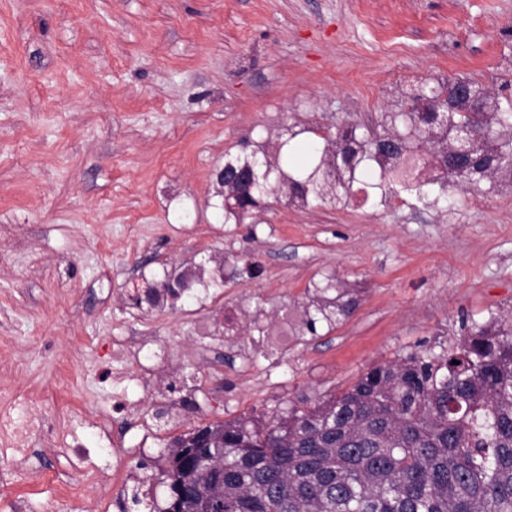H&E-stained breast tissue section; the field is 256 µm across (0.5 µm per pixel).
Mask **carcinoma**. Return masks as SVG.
<instances>
[{
	"label": "carcinoma",
	"instance_id": "1",
	"mask_svg": "<svg viewBox=\"0 0 512 512\" xmlns=\"http://www.w3.org/2000/svg\"><path fill=\"white\" fill-rule=\"evenodd\" d=\"M484 112H387L385 134L400 136L396 157L354 124L337 150L321 137L269 158L242 150L224 160V182L250 181L222 203L224 223L241 224L263 198L282 193L300 208L348 204L355 191L406 194L426 207L453 188L512 192V100L486 95ZM485 132L474 159L460 128ZM302 329L315 335L356 308V289L334 275L313 284ZM335 296H329L330 292ZM452 349L428 348L369 367L344 392L301 408L224 422V447L205 448L224 469V512H512V320L462 322ZM189 449L166 458L169 502L193 512L185 483L213 474L187 471Z\"/></svg>",
	"mask_w": 512,
	"mask_h": 512
}]
</instances>
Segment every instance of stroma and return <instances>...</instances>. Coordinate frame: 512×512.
Wrapping results in <instances>:
<instances>
[{"mask_svg":"<svg viewBox=\"0 0 512 512\" xmlns=\"http://www.w3.org/2000/svg\"><path fill=\"white\" fill-rule=\"evenodd\" d=\"M509 54L512 0H0V403L35 398L54 430L124 399L137 426L120 458L97 429L79 441L100 467L138 473L162 507L172 435L314 402L373 363L455 345L462 319L512 314L510 193L458 189L448 212L360 192L347 208L273 201L228 224L216 181L244 145L277 146L293 125L375 127L425 82L499 93ZM226 256L258 275L188 303L132 301L172 271L215 275ZM330 273L358 288L356 310L279 358L257 355L256 309L269 322L304 307ZM228 309L241 313L247 381L203 355ZM132 333L173 355L184 417L169 414L170 387L102 377ZM1 472L0 512H73L64 484L99 512L61 452L0 457Z\"/></svg>","mask_w":512,"mask_h":512,"instance_id":"stroma-1","label":"stroma"}]
</instances>
